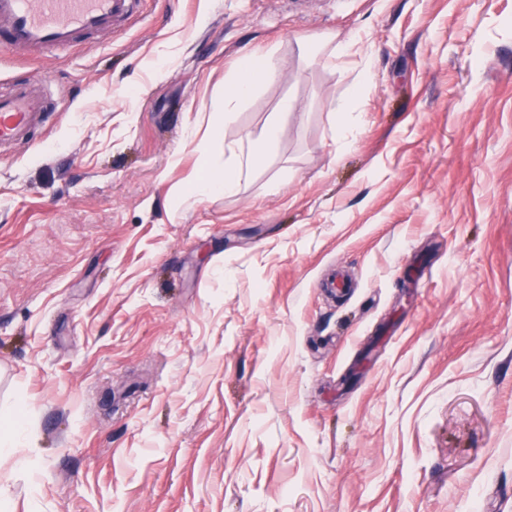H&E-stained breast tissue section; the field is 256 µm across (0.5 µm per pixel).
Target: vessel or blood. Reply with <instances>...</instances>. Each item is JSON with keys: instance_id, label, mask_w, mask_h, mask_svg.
<instances>
[{"instance_id": "1", "label": "vessel or blood", "mask_w": 512, "mask_h": 512, "mask_svg": "<svg viewBox=\"0 0 512 512\" xmlns=\"http://www.w3.org/2000/svg\"><path fill=\"white\" fill-rule=\"evenodd\" d=\"M134 0H0V50L38 57L64 53L78 40L112 27L132 13ZM48 107L32 82L0 88V147L25 141L45 122Z\"/></svg>"}]
</instances>
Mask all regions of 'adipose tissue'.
I'll return each instance as SVG.
<instances>
[{
    "label": "adipose tissue",
    "instance_id": "1",
    "mask_svg": "<svg viewBox=\"0 0 512 512\" xmlns=\"http://www.w3.org/2000/svg\"><path fill=\"white\" fill-rule=\"evenodd\" d=\"M276 72L266 57L250 55L241 58L231 75L224 82V117L232 119L238 107L248 100L261 86L272 83ZM280 134L278 124H270L261 140L251 142L249 147L241 144L230 145L232 159L223 169L212 170L210 176L200 183L196 194L204 195L214 191L234 195L244 169L250 168L259 158L266 156Z\"/></svg>",
    "mask_w": 512,
    "mask_h": 512
}]
</instances>
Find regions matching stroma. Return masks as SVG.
<instances>
[{
    "instance_id": "1",
    "label": "stroma",
    "mask_w": 512,
    "mask_h": 512,
    "mask_svg": "<svg viewBox=\"0 0 512 512\" xmlns=\"http://www.w3.org/2000/svg\"><path fill=\"white\" fill-rule=\"evenodd\" d=\"M252 53L211 160L281 138L190 194ZM23 80L62 109L0 151V512H512V0H140ZM276 79V72L264 56L250 55L241 58L224 81V123L229 122L238 107L254 92ZM280 134L277 123H271L259 141L250 143L247 153L242 144L226 145L232 155L231 161H224V171L211 169L210 176L195 189V195H204L214 191L224 192V196L234 195L239 186L240 177L244 168L249 169L259 158L266 156L274 146Z\"/></svg>"
}]
</instances>
